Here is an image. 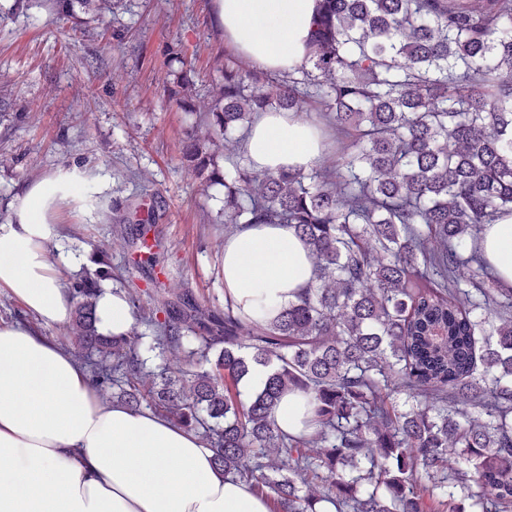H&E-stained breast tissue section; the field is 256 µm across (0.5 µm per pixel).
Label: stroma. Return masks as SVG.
<instances>
[{"instance_id":"stroma-1","label":"stroma","mask_w":512,"mask_h":512,"mask_svg":"<svg viewBox=\"0 0 512 512\" xmlns=\"http://www.w3.org/2000/svg\"><path fill=\"white\" fill-rule=\"evenodd\" d=\"M225 48L211 0H124L105 26L87 14L67 21L38 0H0V224L26 183L85 169L96 182L81 192L83 210L66 211L58 227L60 256L90 270L106 248L113 288L145 303L185 294L223 312L224 188L177 165L200 117L171 99L166 63L181 52L193 101L210 100ZM157 198L151 265L130 239Z\"/></svg>"}]
</instances>
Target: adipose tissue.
<instances>
[{
	"mask_svg": "<svg viewBox=\"0 0 512 512\" xmlns=\"http://www.w3.org/2000/svg\"><path fill=\"white\" fill-rule=\"evenodd\" d=\"M317 0H214L224 40L250 65L288 69L306 53ZM243 150L258 171L306 169L322 154L312 125L292 112L261 113ZM84 170H57L26 185L0 225V291L39 324L66 326L73 262L52 243L64 208L80 203ZM482 246L512 289V214L485 225ZM314 260L285 224H244L224 239V294L259 318L294 301ZM96 328L127 335L124 293L104 287ZM0 512H272L242 482L225 478L192 431L147 410L109 402L86 369L26 324H0Z\"/></svg>",
	"mask_w": 512,
	"mask_h": 512,
	"instance_id": "1",
	"label": "adipose tissue"
}]
</instances>
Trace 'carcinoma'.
<instances>
[{
	"label": "carcinoma",
	"mask_w": 512,
	"mask_h": 512,
	"mask_svg": "<svg viewBox=\"0 0 512 512\" xmlns=\"http://www.w3.org/2000/svg\"><path fill=\"white\" fill-rule=\"evenodd\" d=\"M104 20L121 0H51ZM171 98L190 87L171 70ZM321 104L333 166L212 167L260 112ZM182 167L224 186V223L289 224L315 260L297 300L258 322L188 298L134 314L154 344L191 341L187 368L151 369L95 322L97 269L72 282L67 336L101 388L201 435L216 467L276 512H512V290L480 239L512 211V0H319L304 60L279 73L225 52ZM269 368L249 402L238 385ZM306 397L311 434L283 431ZM303 400L298 394L285 395L276 410L279 426L286 432L296 433L303 428Z\"/></svg>",
	"instance_id": "1"
}]
</instances>
